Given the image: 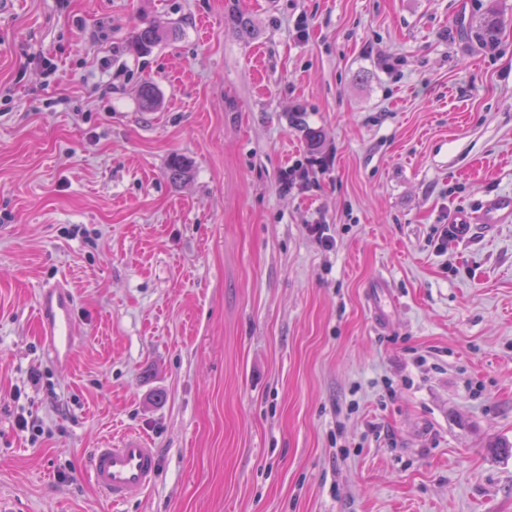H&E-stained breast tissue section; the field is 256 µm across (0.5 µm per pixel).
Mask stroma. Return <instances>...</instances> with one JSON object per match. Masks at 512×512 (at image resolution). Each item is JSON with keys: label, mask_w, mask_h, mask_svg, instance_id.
<instances>
[{"label": "stroma", "mask_w": 512, "mask_h": 512, "mask_svg": "<svg viewBox=\"0 0 512 512\" xmlns=\"http://www.w3.org/2000/svg\"><path fill=\"white\" fill-rule=\"evenodd\" d=\"M147 22L174 37L128 52ZM505 195L512 0H14L0 501L112 512L91 451L134 434L161 477L124 512H512V221L445 232ZM60 280L67 366L36 327ZM76 298L64 284L40 288L36 297L37 321L47 351L56 364L71 362L80 330Z\"/></svg>", "instance_id": "obj_1"}]
</instances>
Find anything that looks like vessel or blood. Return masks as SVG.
Segmentation results:
<instances>
[{
	"mask_svg": "<svg viewBox=\"0 0 512 512\" xmlns=\"http://www.w3.org/2000/svg\"><path fill=\"white\" fill-rule=\"evenodd\" d=\"M509 219H512V197L503 196L477 220L497 224ZM36 309L40 334L51 360L61 365L70 363L79 334L74 294L63 284L41 288L36 297ZM91 478L112 507L123 506L140 498L158 482L157 452L140 438L124 435L112 447L93 449Z\"/></svg>",
	"mask_w": 512,
	"mask_h": 512,
	"instance_id": "b4317fda",
	"label": "vessel or blood"
}]
</instances>
